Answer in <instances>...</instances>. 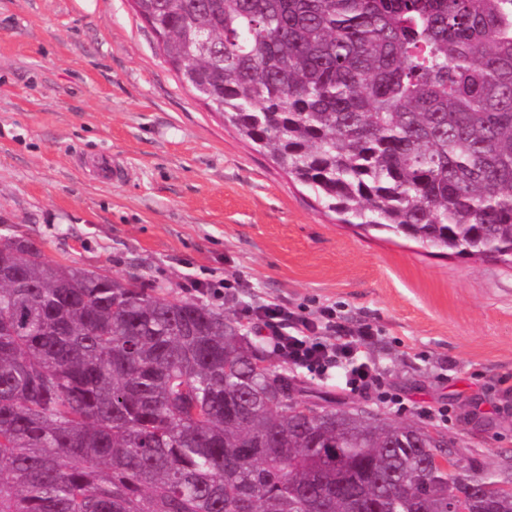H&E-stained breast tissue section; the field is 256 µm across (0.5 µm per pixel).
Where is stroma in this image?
I'll return each instance as SVG.
<instances>
[{
  "label": "stroma",
  "mask_w": 512,
  "mask_h": 512,
  "mask_svg": "<svg viewBox=\"0 0 512 512\" xmlns=\"http://www.w3.org/2000/svg\"><path fill=\"white\" fill-rule=\"evenodd\" d=\"M0 234L234 316L335 308L373 327L363 358L401 402L298 370L313 394L441 432L490 470L512 457V267L340 223L180 82L132 0H0ZM224 281L233 296L196 288ZM440 406L447 420L425 415Z\"/></svg>",
  "instance_id": "1"
}]
</instances>
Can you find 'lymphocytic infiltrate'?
<instances>
[{"instance_id": "lymphocytic-infiltrate-1", "label": "lymphocytic infiltrate", "mask_w": 512, "mask_h": 512, "mask_svg": "<svg viewBox=\"0 0 512 512\" xmlns=\"http://www.w3.org/2000/svg\"><path fill=\"white\" fill-rule=\"evenodd\" d=\"M246 314L264 322L273 349L288 365L318 376L328 374L333 368L342 369L350 391L366 392L375 388L380 402H393V395L380 391L376 368L362 359L363 349L372 335L371 326L348 329L330 311L324 312L322 321L316 323L275 302L249 308Z\"/></svg>"}]
</instances>
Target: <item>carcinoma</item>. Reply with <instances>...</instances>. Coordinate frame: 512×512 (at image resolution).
<instances>
[{
    "label": "carcinoma",
    "mask_w": 512,
    "mask_h": 512,
    "mask_svg": "<svg viewBox=\"0 0 512 512\" xmlns=\"http://www.w3.org/2000/svg\"><path fill=\"white\" fill-rule=\"evenodd\" d=\"M179 80L341 221L512 265V0H133ZM0 245V512H448L512 460L300 381L219 308Z\"/></svg>",
    "instance_id": "cac0c4a2"
}]
</instances>
